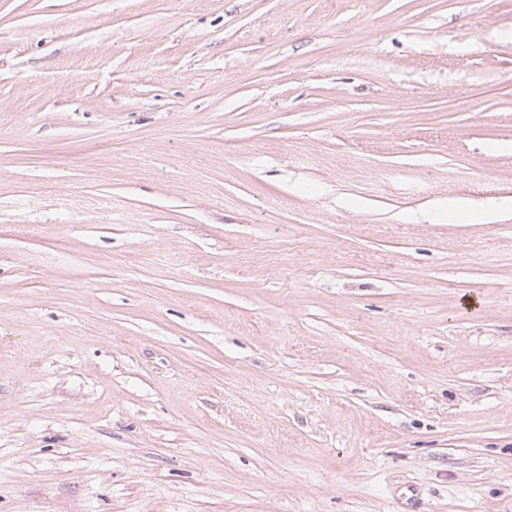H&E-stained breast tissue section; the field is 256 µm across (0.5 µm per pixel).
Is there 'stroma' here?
<instances>
[{"mask_svg": "<svg viewBox=\"0 0 512 512\" xmlns=\"http://www.w3.org/2000/svg\"><path fill=\"white\" fill-rule=\"evenodd\" d=\"M512 512V0H0V512Z\"/></svg>", "mask_w": 512, "mask_h": 512, "instance_id": "stroma-1", "label": "stroma"}]
</instances>
